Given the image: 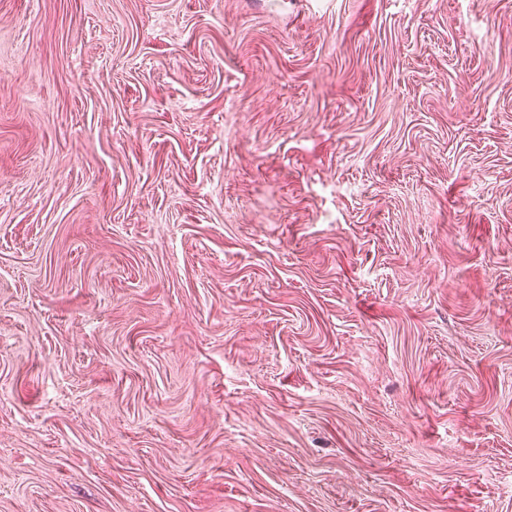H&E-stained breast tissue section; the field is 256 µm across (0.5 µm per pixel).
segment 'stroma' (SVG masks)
I'll return each instance as SVG.
<instances>
[{
    "label": "stroma",
    "mask_w": 512,
    "mask_h": 512,
    "mask_svg": "<svg viewBox=\"0 0 512 512\" xmlns=\"http://www.w3.org/2000/svg\"><path fill=\"white\" fill-rule=\"evenodd\" d=\"M0 512H512V0H0Z\"/></svg>",
    "instance_id": "obj_1"
}]
</instances>
